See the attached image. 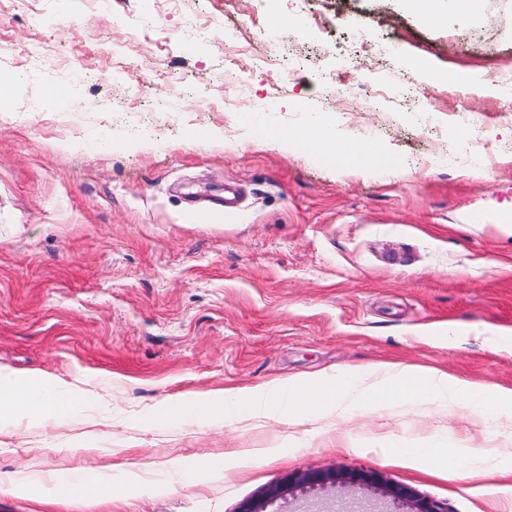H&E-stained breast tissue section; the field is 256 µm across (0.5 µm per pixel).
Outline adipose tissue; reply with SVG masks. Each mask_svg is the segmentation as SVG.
I'll use <instances>...</instances> for the list:
<instances>
[{
    "mask_svg": "<svg viewBox=\"0 0 512 512\" xmlns=\"http://www.w3.org/2000/svg\"><path fill=\"white\" fill-rule=\"evenodd\" d=\"M272 137L287 150L301 147L340 153L343 166L353 170H370L387 161L382 149L373 144L339 146L330 125L318 116L312 117L303 136L294 137L276 131ZM78 398L75 386L59 380L44 376L27 379L0 372V422L22 413L42 420H62L73 413ZM37 485L49 494L68 499L94 498L113 493L112 477L108 474L91 480L81 477L60 480L49 476L37 482L18 471L0 480L1 488H8L21 495L30 493Z\"/></svg>",
    "mask_w": 512,
    "mask_h": 512,
    "instance_id": "ef3b65f1",
    "label": "adipose tissue"
}]
</instances>
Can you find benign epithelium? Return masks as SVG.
Returning a JSON list of instances; mask_svg holds the SVG:
<instances>
[{
    "label": "benign epithelium",
    "instance_id": "7a95c632",
    "mask_svg": "<svg viewBox=\"0 0 512 512\" xmlns=\"http://www.w3.org/2000/svg\"><path fill=\"white\" fill-rule=\"evenodd\" d=\"M344 485L353 490L373 491L389 499L405 512H441L437 504L418 497L410 489L399 485H385L372 472H310L288 478L283 485L269 488L257 501L243 503L238 512H267V508L298 492L314 487Z\"/></svg>",
    "mask_w": 512,
    "mask_h": 512
}]
</instances>
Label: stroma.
I'll return each instance as SVG.
<instances>
[{"mask_svg":"<svg viewBox=\"0 0 512 512\" xmlns=\"http://www.w3.org/2000/svg\"><path fill=\"white\" fill-rule=\"evenodd\" d=\"M357 26L398 53L363 65ZM74 67L85 82L69 81ZM454 74L470 84L449 86ZM1 75L0 371L75 384L84 405L0 424V473H108L146 491L60 503L0 489V512H237L289 475L333 468L381 473L448 512H512V471L454 469L469 449L512 459V427L453 407L144 424L167 396L350 365L512 388V346L484 341L512 334V234L499 230L512 225V0L443 26L404 0H109L104 14L0 0ZM333 80L405 95L352 102ZM314 114L395 166L354 172L268 139ZM462 124L495 148L486 167L440 164ZM228 188L241 196L231 213L216 206ZM398 442L440 461L381 454ZM285 510L396 512L340 486Z\"/></svg>","mask_w":512,"mask_h":512,"instance_id":"1","label":"stroma"}]
</instances>
